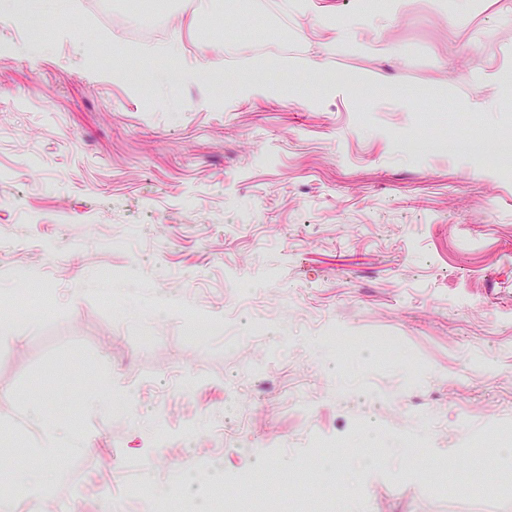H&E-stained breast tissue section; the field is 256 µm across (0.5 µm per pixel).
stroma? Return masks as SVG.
Listing matches in <instances>:
<instances>
[{
  "label": "stroma",
  "mask_w": 512,
  "mask_h": 512,
  "mask_svg": "<svg viewBox=\"0 0 512 512\" xmlns=\"http://www.w3.org/2000/svg\"><path fill=\"white\" fill-rule=\"evenodd\" d=\"M77 2L37 0L45 34L0 22V311H24L0 484L174 500L212 446L272 464L293 510L323 448L335 512H512V454L486 457L512 438V0H247L214 27L175 0L139 44L145 17ZM172 58L223 98L158 84ZM249 69L270 92L238 93Z\"/></svg>",
  "instance_id": "1"
}]
</instances>
